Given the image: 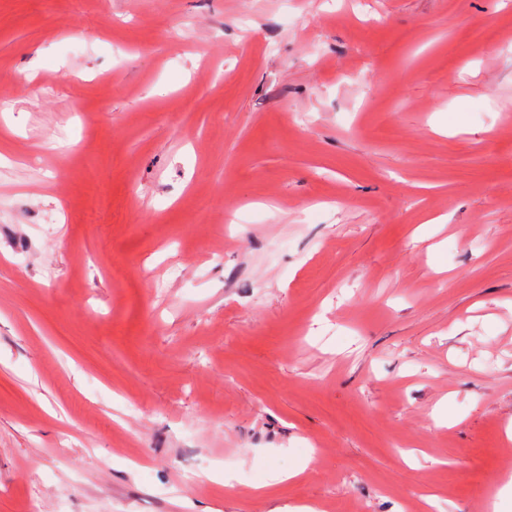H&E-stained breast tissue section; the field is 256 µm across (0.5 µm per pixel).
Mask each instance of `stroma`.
<instances>
[{"mask_svg": "<svg viewBox=\"0 0 512 512\" xmlns=\"http://www.w3.org/2000/svg\"><path fill=\"white\" fill-rule=\"evenodd\" d=\"M511 426L512 0H0V512H512Z\"/></svg>", "mask_w": 512, "mask_h": 512, "instance_id": "1", "label": "stroma"}]
</instances>
